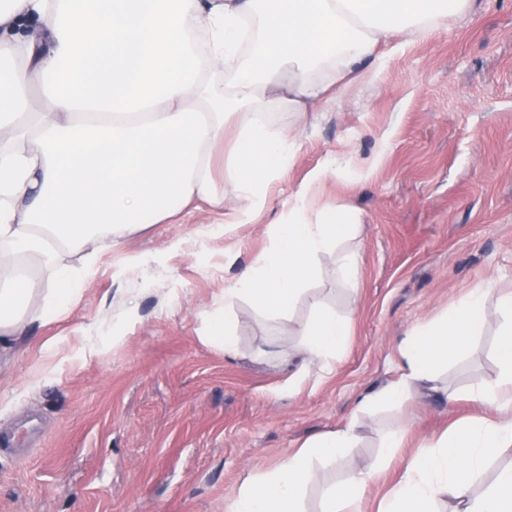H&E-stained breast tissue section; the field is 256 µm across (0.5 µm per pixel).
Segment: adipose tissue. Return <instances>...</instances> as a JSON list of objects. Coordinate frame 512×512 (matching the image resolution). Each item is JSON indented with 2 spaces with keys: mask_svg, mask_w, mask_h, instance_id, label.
<instances>
[{
  "mask_svg": "<svg viewBox=\"0 0 512 512\" xmlns=\"http://www.w3.org/2000/svg\"><path fill=\"white\" fill-rule=\"evenodd\" d=\"M0 0V354H9L44 312L62 314L85 285V268L127 236L189 206L239 201L231 221L250 223L293 161L295 140L269 124L272 112H318L342 89L370 82L406 37L446 30L473 0ZM49 106L29 122L27 93ZM235 123L232 145L224 126ZM342 163L329 159L296 195L271 246L224 290L225 305L251 298L270 319L285 316L315 273V260L353 237L330 212L309 219L322 183ZM77 250L84 269L65 264ZM50 276L44 310L21 313L29 290L18 260ZM502 316L495 377L467 397L489 411L460 419L410 457L379 512H512V463L490 483L488 460L512 451V293L485 283L401 345L400 377L357 407L396 405L418 387L456 403L440 367L469 346L489 310ZM351 320L319 311L301 343L299 371L338 357ZM360 440L355 423L308 438L275 468L246 477L227 512H302L313 458L334 460ZM376 466L328 489L320 512H359Z\"/></svg>",
  "mask_w": 512,
  "mask_h": 512,
  "instance_id": "obj_1",
  "label": "adipose tissue"
}]
</instances>
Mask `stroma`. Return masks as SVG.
Masks as SVG:
<instances>
[{"label":"stroma","instance_id":"obj_1","mask_svg":"<svg viewBox=\"0 0 512 512\" xmlns=\"http://www.w3.org/2000/svg\"><path fill=\"white\" fill-rule=\"evenodd\" d=\"M268 120L293 128L297 148L251 223L225 225L228 198L126 238L65 314L30 325L0 361V438L15 442L0 451V512H225L245 477L352 417L360 442L338 461H314L302 508L317 512L326 488L375 463L381 435L403 427L404 447L365 494L364 512H377L411 455L481 415L465 394L497 371L494 311L440 376L455 405L426 393L396 408L356 403L399 378L403 339L468 289L512 290V0H474L470 15L409 43L341 103ZM336 155L377 162L368 177L344 169L321 187L318 207L354 217L356 237L317 258L283 319L236 299V351L225 353L210 339L225 286ZM350 252L355 289L335 273ZM319 308L352 315L345 348L289 385L287 356Z\"/></svg>","mask_w":512,"mask_h":512}]
</instances>
